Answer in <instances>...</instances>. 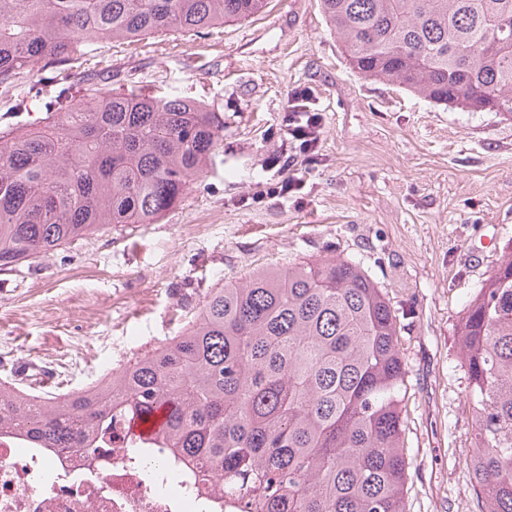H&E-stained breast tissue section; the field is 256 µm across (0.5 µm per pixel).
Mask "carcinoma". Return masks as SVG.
<instances>
[{"instance_id":"obj_1","label":"carcinoma","mask_w":512,"mask_h":512,"mask_svg":"<svg viewBox=\"0 0 512 512\" xmlns=\"http://www.w3.org/2000/svg\"><path fill=\"white\" fill-rule=\"evenodd\" d=\"M268 0H0V87L135 41L252 17ZM352 69L432 103L512 113V0H320ZM224 122L199 100L95 87L0 130V272L110 224H153L204 176ZM398 319L360 262L294 260L213 289L183 331L89 389L0 382V432L94 451L97 432L165 422L127 448L224 484L235 512H406ZM460 362L479 512H512V255L464 309Z\"/></svg>"}]
</instances>
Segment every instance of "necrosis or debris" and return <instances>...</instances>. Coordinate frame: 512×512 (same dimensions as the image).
I'll return each mask as SVG.
<instances>
[{"label":"necrosis or debris","mask_w":512,"mask_h":512,"mask_svg":"<svg viewBox=\"0 0 512 512\" xmlns=\"http://www.w3.org/2000/svg\"><path fill=\"white\" fill-rule=\"evenodd\" d=\"M221 485H190L104 435L98 452L0 435V512H228Z\"/></svg>","instance_id":"1"}]
</instances>
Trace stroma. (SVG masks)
I'll return each instance as SVG.
<instances>
[{
	"mask_svg": "<svg viewBox=\"0 0 512 512\" xmlns=\"http://www.w3.org/2000/svg\"><path fill=\"white\" fill-rule=\"evenodd\" d=\"M112 85L204 101L224 147L184 200L152 224H113L0 272V382L59 394L110 376L178 335L224 283L292 259L360 261L399 317L407 368V512H478L469 490L474 421L457 330L466 302L512 246V116L437 105L349 65L319 0L135 43L97 39L81 69ZM323 117L319 161L286 177L289 93ZM85 88L67 69L0 91V129Z\"/></svg>",
	"mask_w": 512,
	"mask_h": 512,
	"instance_id": "1",
	"label": "stroma"
}]
</instances>
